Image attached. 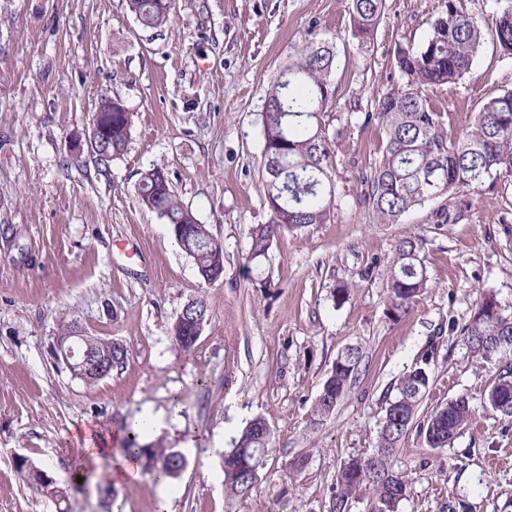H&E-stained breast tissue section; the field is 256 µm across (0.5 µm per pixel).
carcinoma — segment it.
<instances>
[{
    "label": "carcinoma",
    "instance_id": "cac0c4a2",
    "mask_svg": "<svg viewBox=\"0 0 512 512\" xmlns=\"http://www.w3.org/2000/svg\"><path fill=\"white\" fill-rule=\"evenodd\" d=\"M129 12L145 28L170 22L172 0H126ZM496 5L493 39L504 55L512 56V0H493ZM353 36L359 46L373 40L385 11V0H350ZM483 43L479 19L446 0L445 10L431 23L428 38L417 47L400 49L395 65L405 86L378 98L365 112L364 122H381L385 144L379 163L364 177L362 203L381 224H393L406 212L442 195L461 189L478 191L488 180L512 177V90L483 103L458 139L450 143L443 129V114L423 96L428 86L458 83L470 73ZM336 42L323 39L289 56L288 65L269 89L262 112L264 136L262 190L271 212L267 224H257L249 233L248 262L261 267L274 241L285 231L310 224H324L333 213L336 184L332 175L334 138L323 120L332 103L331 75ZM99 109L112 111V126L98 132L104 138L105 155L93 160L107 167L126 149L133 113L117 98L101 100ZM140 204L155 213L171 230L180 249L193 260L203 280L222 277L224 246L210 229L197 221L192 211L176 198L167 175L153 169L138 185ZM417 237L396 243L386 266L387 311L393 317L406 315L414 300L428 288L427 269ZM194 309L182 323L181 335L173 337L184 353L197 343L195 326L206 324L209 306L202 296L193 298ZM461 335L477 357L502 362L487 392L489 406L512 418V316L502 315L497 300L488 296L462 326ZM100 352H112V368L123 365L126 349L120 343L90 337ZM434 348H427L399 381L397 393L385 408L377 451L349 459L340 469L332 498V512L349 510V495L370 485L373 512H398L406 498V477L391 468L390 457L415 418L421 398L431 381ZM361 361L359 349L347 347L336 357L323 385L341 399L356 377ZM472 415L469 402L459 397L436 408L423 425L427 444L445 448L454 441ZM271 433L265 418L251 420L224 452V488L231 498H244L256 486L254 473L263 468ZM122 450L130 456L155 459L161 476L175 478L185 460L170 454H155L139 444V432L125 431Z\"/></svg>",
    "mask_w": 512,
    "mask_h": 512
}]
</instances>
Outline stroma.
Returning <instances> with one entry per match:
<instances>
[{
	"mask_svg": "<svg viewBox=\"0 0 512 512\" xmlns=\"http://www.w3.org/2000/svg\"><path fill=\"white\" fill-rule=\"evenodd\" d=\"M486 38L462 82L426 88L456 140L484 101L512 89V58L490 36L492 0H462ZM445 0H386L369 53L351 36L348 0H175L171 23L142 27L126 0H0V512H57L30 488L15 455L50 471L69 512H330L336 476L378 447L379 422L400 377L434 343L432 383L391 456L407 476L400 512H512V418L486 402L496 375L461 327L494 296L512 313V178L426 202L378 223L361 201L385 132L363 112L403 88L398 46L424 42ZM336 37L333 146L336 206L327 223L284 233L263 276L247 270L248 233L267 223L261 113L288 56ZM133 114L127 148L108 169L75 155L101 99ZM361 110L350 113L351 104ZM163 169L177 198L224 245V277L207 284L170 227L143 208L138 183ZM424 242L426 291L389 317L383 270L401 238ZM270 287H261V279ZM350 294L334 303L331 291ZM210 317L194 350H176L171 326L189 299ZM126 347L121 368L95 385L53 356L70 323ZM359 347V374L335 411L312 409L338 353ZM466 397L470 421L445 448L422 426ZM147 442L186 466L162 497L154 470L100 490L74 480L87 427L124 431L142 415L170 416ZM272 431L260 479L244 499L224 492V452L256 417ZM304 460L302 470L293 464Z\"/></svg>",
	"mask_w": 512,
	"mask_h": 512,
	"instance_id": "1",
	"label": "stroma"
}]
</instances>
